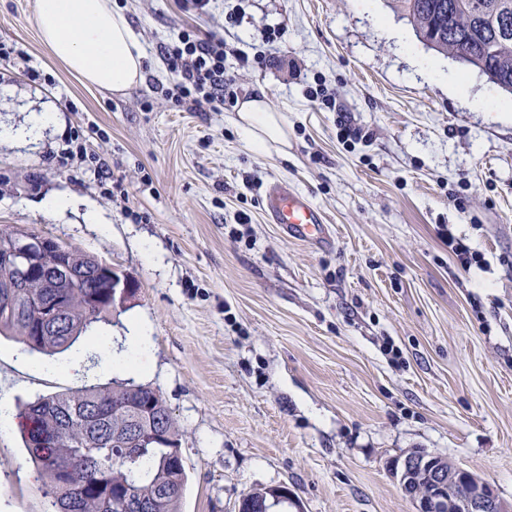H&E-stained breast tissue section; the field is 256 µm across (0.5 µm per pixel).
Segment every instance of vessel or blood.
Listing matches in <instances>:
<instances>
[{"instance_id": "1", "label": "vessel or blood", "mask_w": 512, "mask_h": 512, "mask_svg": "<svg viewBox=\"0 0 512 512\" xmlns=\"http://www.w3.org/2000/svg\"><path fill=\"white\" fill-rule=\"evenodd\" d=\"M265 209L269 221L280 225L287 237L317 242L324 236L322 214L306 196L285 185L275 184L267 189Z\"/></svg>"}]
</instances>
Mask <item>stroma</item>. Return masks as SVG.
Returning <instances> with one entry per match:
<instances>
[{"instance_id": "1", "label": "stroma", "mask_w": 512, "mask_h": 512, "mask_svg": "<svg viewBox=\"0 0 512 512\" xmlns=\"http://www.w3.org/2000/svg\"><path fill=\"white\" fill-rule=\"evenodd\" d=\"M35 3L0 0V228L94 254L137 293L51 358L0 337V512L49 508L23 405L116 380L156 389L179 428L181 512H237L282 484L301 512H412L389 463L415 450L512 502V98L427 48L387 0H217L201 17L185 0H112L145 55L143 83L113 93L48 53ZM183 30L224 40L223 111L167 96L161 51ZM255 93L287 120V154L249 149L230 122ZM34 112L54 120L23 135ZM275 182L323 213L328 245L268 222ZM137 324L146 368H104L98 344L126 351Z\"/></svg>"}]
</instances>
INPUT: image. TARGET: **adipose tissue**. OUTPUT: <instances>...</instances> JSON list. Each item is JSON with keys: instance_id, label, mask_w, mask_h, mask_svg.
Here are the masks:
<instances>
[{"instance_id": "ef3b65f1", "label": "adipose tissue", "mask_w": 512, "mask_h": 512, "mask_svg": "<svg viewBox=\"0 0 512 512\" xmlns=\"http://www.w3.org/2000/svg\"><path fill=\"white\" fill-rule=\"evenodd\" d=\"M42 44L85 83L122 93L144 80L145 56L125 14L112 0H36ZM234 122L249 149L285 152L288 128L264 99L241 103Z\"/></svg>"}]
</instances>
